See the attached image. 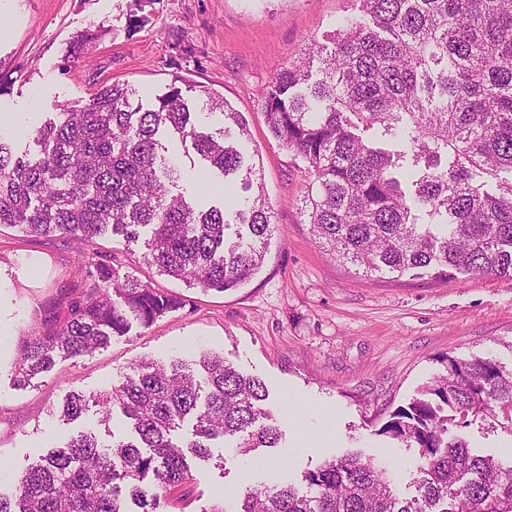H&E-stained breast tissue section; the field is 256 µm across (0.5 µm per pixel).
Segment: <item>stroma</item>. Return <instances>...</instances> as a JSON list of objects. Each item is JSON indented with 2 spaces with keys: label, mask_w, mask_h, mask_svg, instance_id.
Listing matches in <instances>:
<instances>
[{
  "label": "stroma",
  "mask_w": 512,
  "mask_h": 512,
  "mask_svg": "<svg viewBox=\"0 0 512 512\" xmlns=\"http://www.w3.org/2000/svg\"><path fill=\"white\" fill-rule=\"evenodd\" d=\"M357 0H0V139L36 156L32 132L54 113L84 105L101 87L122 82L152 108L174 78L194 105V120L221 126L199 87L223 95L246 117L251 149L275 213L260 271L218 293L158 274L144 246L101 238L120 273L185 299L184 308L106 347L58 360L28 387L14 379L20 340L34 334L38 306L79 281L81 244L28 236L0 226V492L69 434L59 408L70 392L99 394L119 385L143 359H192L223 353L246 376L264 380L283 440L272 455L212 448L193 462L184 512H200L220 489L238 490L268 473L300 482L304 472L351 452L385 465L408 491L417 449L380 436L398 408L418 397L446 356L512 361V279L460 274L445 281L379 277L336 259L300 213L309 175L268 131L259 103L272 76L307 43L325 41ZM180 192L202 206L204 172L179 140Z\"/></svg>",
  "instance_id": "stroma-1"
}]
</instances>
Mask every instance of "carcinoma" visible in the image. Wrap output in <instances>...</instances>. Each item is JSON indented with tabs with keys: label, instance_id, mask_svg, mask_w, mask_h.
<instances>
[{
	"label": "carcinoma",
	"instance_id": "1",
	"mask_svg": "<svg viewBox=\"0 0 512 512\" xmlns=\"http://www.w3.org/2000/svg\"><path fill=\"white\" fill-rule=\"evenodd\" d=\"M363 16L336 20L330 44L311 42L270 81L261 112L272 136L307 166L301 213L318 243L367 273L512 277V0H359ZM320 78L312 79L314 61ZM224 127L196 128L181 88L141 111L114 84L35 130L36 158L0 140V225L92 244L112 234L135 242L151 229L144 259L190 286L225 292L262 266L274 234L256 164L238 142L248 123L201 89ZM165 130L223 177L240 178L248 208L197 209L181 193ZM498 180L496 192L473 176ZM81 286L41 305L38 330L19 345L24 386L55 365L150 326L184 300L120 275L104 255L77 258ZM423 397L391 415L379 434L416 448L415 494L402 495L372 458L346 454L306 472L301 484L246 485L202 512H512V457L471 449L459 431L488 423L512 434V367L447 356ZM265 383L216 352L142 360L113 390L72 392L74 423L90 407L109 426L121 409L133 434L107 443L79 430L23 471L0 512H167L192 480L188 458L211 459V441L244 455L278 447Z\"/></svg>",
	"mask_w": 512,
	"mask_h": 512
}]
</instances>
